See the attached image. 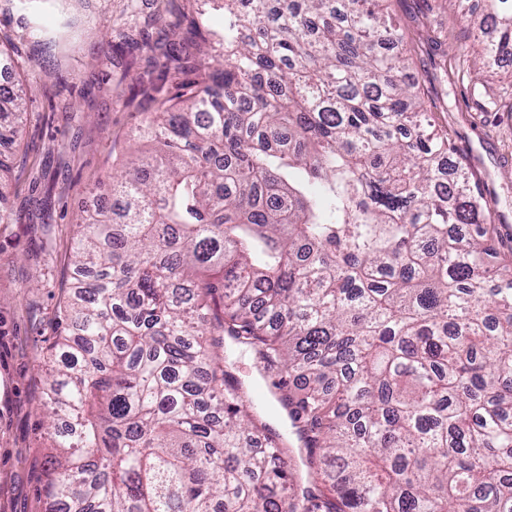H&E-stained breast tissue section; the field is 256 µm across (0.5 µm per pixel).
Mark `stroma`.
<instances>
[{"mask_svg":"<svg viewBox=\"0 0 512 512\" xmlns=\"http://www.w3.org/2000/svg\"><path fill=\"white\" fill-rule=\"evenodd\" d=\"M204 0H0V45L26 95V133L0 207V512H43L50 453L41 427L43 358L61 326L70 248L151 104L135 96L146 69L135 43L163 38ZM410 51L409 78L434 126L489 185L503 248L512 247V57L479 70L456 0H391Z\"/></svg>","mask_w":512,"mask_h":512,"instance_id":"stroma-1","label":"stroma"}]
</instances>
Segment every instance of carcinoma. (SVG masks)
<instances>
[{
    "instance_id": "carcinoma-1",
    "label": "carcinoma",
    "mask_w": 512,
    "mask_h": 512,
    "mask_svg": "<svg viewBox=\"0 0 512 512\" xmlns=\"http://www.w3.org/2000/svg\"><path fill=\"white\" fill-rule=\"evenodd\" d=\"M213 2L202 57L144 42L152 151L72 247L45 512H512V259L390 0ZM485 2L464 51L490 66L512 0ZM25 112L0 81V143ZM236 376L245 386L253 389L263 378L254 355L249 351H236L234 356Z\"/></svg>"
}]
</instances>
